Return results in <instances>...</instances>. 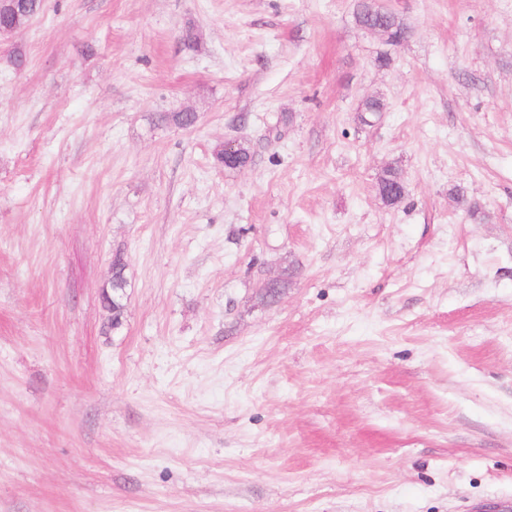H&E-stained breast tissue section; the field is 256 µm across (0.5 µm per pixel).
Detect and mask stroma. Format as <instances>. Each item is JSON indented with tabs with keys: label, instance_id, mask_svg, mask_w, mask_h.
Wrapping results in <instances>:
<instances>
[{
	"label": "stroma",
	"instance_id": "obj_1",
	"mask_svg": "<svg viewBox=\"0 0 512 512\" xmlns=\"http://www.w3.org/2000/svg\"><path fill=\"white\" fill-rule=\"evenodd\" d=\"M356 3L0 36V512H512V0ZM375 0L359 1L355 13L356 22L360 27L383 25L388 30L387 42L397 44L407 36V27L401 20L387 9H384ZM391 12V13H389ZM379 196L384 204L395 205L404 196L405 186L400 174L392 167L384 170L378 183ZM126 262L121 254H116L112 260V299L110 304L112 306V324L119 326L121 324V314L123 310L122 300L127 287V280L124 276Z\"/></svg>",
	"mask_w": 512,
	"mask_h": 512
}]
</instances>
